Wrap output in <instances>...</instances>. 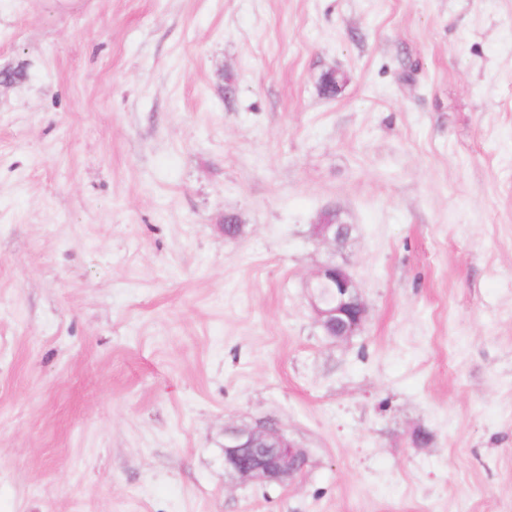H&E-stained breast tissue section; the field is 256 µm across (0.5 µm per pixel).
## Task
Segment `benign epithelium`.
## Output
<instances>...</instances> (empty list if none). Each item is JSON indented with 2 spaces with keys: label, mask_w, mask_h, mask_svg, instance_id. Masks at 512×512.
I'll list each match as a JSON object with an SVG mask.
<instances>
[{
  "label": "benign epithelium",
  "mask_w": 512,
  "mask_h": 512,
  "mask_svg": "<svg viewBox=\"0 0 512 512\" xmlns=\"http://www.w3.org/2000/svg\"><path fill=\"white\" fill-rule=\"evenodd\" d=\"M314 239L338 247L345 238L344 225L332 223V214L314 225ZM319 283L335 295L325 303L310 293L316 321L327 336L344 340L361 329L368 313L359 286L348 269L336 262L321 266L309 284ZM306 463L305 451L296 446L288 433L271 423L224 428V475L245 483L283 485L299 475Z\"/></svg>",
  "instance_id": "1"
}]
</instances>
